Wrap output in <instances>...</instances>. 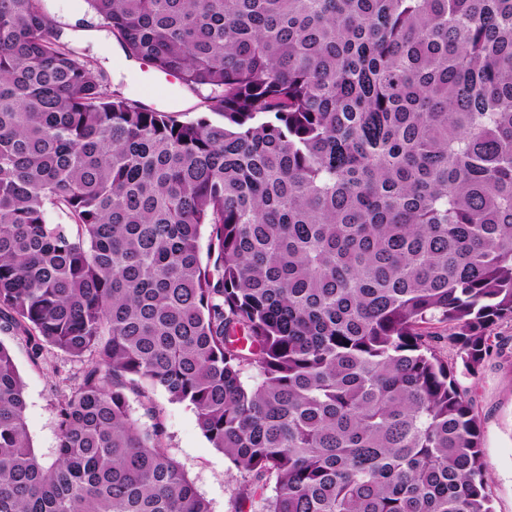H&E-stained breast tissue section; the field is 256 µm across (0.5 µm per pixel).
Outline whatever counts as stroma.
Returning <instances> with one entry per match:
<instances>
[{
    "label": "stroma",
    "instance_id": "1",
    "mask_svg": "<svg viewBox=\"0 0 512 512\" xmlns=\"http://www.w3.org/2000/svg\"><path fill=\"white\" fill-rule=\"evenodd\" d=\"M43 6L54 29L96 62L111 91L187 119L203 112L201 96L183 90L176 77L156 71L141 59L128 63L115 37L85 0H43ZM497 333L505 343L502 351L492 356L479 376L461 370L457 379L467 389L481 419L493 510L512 512V323L500 326ZM0 344L9 350L24 381L25 419L34 452L43 461H51L57 445V394L84 364L50 348L39 358H32L24 339L2 328ZM128 400L140 424L149 426L154 419H161L166 447L212 512H236L233 493L242 476L203 435L194 410L170 401L160 388L150 390L145 398L129 394Z\"/></svg>",
    "mask_w": 512,
    "mask_h": 512
}]
</instances>
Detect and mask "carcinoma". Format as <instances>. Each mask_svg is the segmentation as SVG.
<instances>
[{"instance_id":"obj_1","label":"carcinoma","mask_w":512,"mask_h":512,"mask_svg":"<svg viewBox=\"0 0 512 512\" xmlns=\"http://www.w3.org/2000/svg\"><path fill=\"white\" fill-rule=\"evenodd\" d=\"M86 2L208 114L0 0V325L88 358L46 465L0 343V512H211L130 411L157 387L237 512H493L456 364L512 322V0Z\"/></svg>"}]
</instances>
